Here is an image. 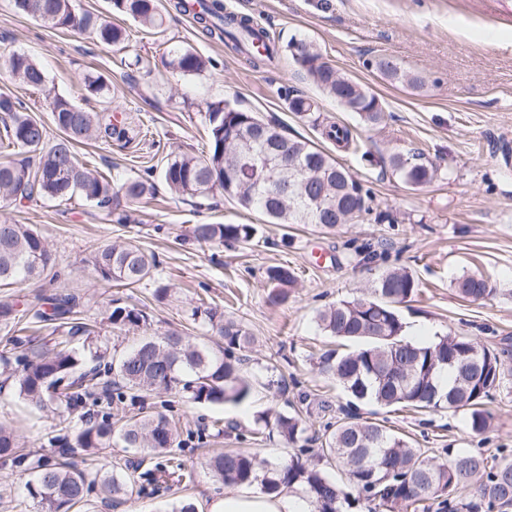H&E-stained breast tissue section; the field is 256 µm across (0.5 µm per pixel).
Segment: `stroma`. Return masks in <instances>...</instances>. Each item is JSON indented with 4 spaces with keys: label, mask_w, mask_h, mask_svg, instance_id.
<instances>
[{
    "label": "stroma",
    "mask_w": 512,
    "mask_h": 512,
    "mask_svg": "<svg viewBox=\"0 0 512 512\" xmlns=\"http://www.w3.org/2000/svg\"><path fill=\"white\" fill-rule=\"evenodd\" d=\"M228 10L253 17L280 45L304 41L339 72L366 83L380 98L384 118L363 124L306 77L291 59L278 68L257 72L223 41L203 35L191 18L178 15L162 29L140 26L113 13L109 0H74L77 10L111 16L126 29L128 48L98 43L92 36L54 30L18 14L11 0H0V56L23 52L38 61L48 78V92L27 90L0 66V94L22 99L33 117L52 122V101L62 96L95 109L110 108L138 130L130 143L105 145L94 140L77 148L80 161L115 175L161 174L172 153H201L207 130L204 101L227 100L284 126L289 135L319 143L370 188L377 210L396 213L397 223L366 220L333 231L312 224L282 227L267 223L258 211H246L217 193L202 201L171 197L160 190L156 203L131 202L122 222L77 198L41 199L18 204L0 200V222L30 224L57 258V278L0 289V303L18 307L44 305L60 292L78 297L72 318L94 325L104 348L127 350L143 338L179 331L212 345L208 326L192 321L193 307L223 310L245 325L257 342L246 372L254 390L234 405H200L175 395L162 408L183 431L173 448L185 466L177 484L134 490L126 503L112 507L92 497L82 512H172L183 502L209 512L224 496L205 465L209 453L238 448L257 460L273 462L289 447L277 433L258 423L269 409L294 411L299 399L344 405L336 383L320 375L310 354L327 349L328 336L317 326L326 305L361 295L382 271L410 270L419 280L418 294L401 313L406 339L426 343L448 332L486 345L512 341V0H224ZM174 48H188L208 60L204 72L182 75L166 60ZM140 57L137 67L120 64L122 53ZM394 57L419 76L422 88L392 85L370 70V60ZM102 79L101 98L87 99V76ZM317 103L328 120L349 126L361 144L353 154L322 140L316 130L288 109L289 91ZM423 151L440 167L426 186L405 187L389 168L396 152ZM253 224L251 245L188 242L194 224ZM121 240L154 252L156 278L169 283L166 299L153 296V285L134 289L110 286L85 262L97 246ZM387 243L385 260L365 269L352 258L366 242ZM271 265L294 269L298 285L287 304L272 303L264 283ZM484 274L498 288L493 299L462 300L455 281ZM134 305L150 318L146 327L117 329L109 321L114 305ZM486 408L491 427L473 434L465 413L390 412L373 404L360 407L363 417L406 435L423 455L438 458L447 446L490 457L512 450V361ZM0 422L13 428L31 453L58 452L67 435L58 418L30 409L14 381L0 383ZM34 473L0 467V512H40L25 484Z\"/></svg>",
    "instance_id": "1"
}]
</instances>
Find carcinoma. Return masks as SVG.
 I'll list each match as a JSON object with an SVG mask.
<instances>
[{
	"instance_id": "1",
	"label": "carcinoma",
	"mask_w": 512,
	"mask_h": 512,
	"mask_svg": "<svg viewBox=\"0 0 512 512\" xmlns=\"http://www.w3.org/2000/svg\"><path fill=\"white\" fill-rule=\"evenodd\" d=\"M19 14L40 20L54 29L89 32L98 42L114 47L128 40L124 28L100 20L89 12H78L73 0H12ZM112 11L138 21L147 29H158L165 16L177 12L192 14L193 20L207 32L226 38L258 70L280 54L275 37L247 15L224 10L222 0H110ZM291 55L314 83L349 112H356L367 125L383 118L379 98L359 80L343 75L318 52L302 42L291 44ZM7 69L26 87L42 90L47 83L44 69L30 56L14 52L6 60ZM170 66L183 75L204 71L206 60L189 49L172 51ZM393 84L415 87L419 79L390 57L380 56L368 63ZM289 109L301 120L321 128L322 136L336 147L358 150L351 130L338 123H323L311 99L295 94L289 97ZM53 123L59 138L47 145V127L35 119L23 102L0 95V198L31 201L50 198L69 201L80 196L112 215L120 199L153 200L155 187L142 176H111L81 163L75 146L94 136L105 142L128 138L121 117L97 112L57 96L53 100ZM264 125L265 135L250 133L254 123ZM204 123L208 129V151L200 156L178 154L171 157L162 177L177 197L205 198L214 192L236 200L245 209H257L271 224H316L334 230L353 224L373 211L370 190L363 195L350 194L355 178L324 149L314 142L286 134L275 123L255 112L231 105L225 100L207 101ZM288 142V165L276 172L253 174L240 162L268 152L270 138ZM24 152L29 157L14 161L9 156ZM392 174L410 187L431 182L437 175L420 155L395 153L390 158ZM288 178V191L275 193L271 178ZM257 232L253 224H195L190 229L198 244H248ZM358 263L372 267L382 254L365 245L355 250ZM86 261L102 280L133 288L154 279L155 257L126 242L100 245ZM56 265V257L44 238L30 224L0 223V288L18 287L41 277ZM271 298L280 304L296 287L295 272L282 265L266 268ZM414 274L404 268L380 274L364 294L340 300L320 310L317 323L322 331L350 342L353 348L322 353L315 367L331 378L350 398L339 408L335 422L324 432L307 435V421L299 413L263 415L260 420L273 423L282 439L294 452L276 462L260 466L256 457L242 451H227L207 461L215 481L226 486L260 483L267 495L282 491H301L312 512H346L349 493L320 466L324 460L340 469L348 485L366 500L378 506H417L430 500L439 502L445 512H512V455H504L494 464L482 453L463 452L448 447L446 458L436 461L423 456L403 435L357 412L367 402L383 408H408L414 411L464 410L472 433L482 434L489 427L485 401L492 399L505 378L504 362L512 351L488 347L468 336L441 335L418 344L406 340L398 306L418 292ZM463 299H484L493 295L495 285L483 276L464 275L456 285ZM75 306V297L59 294L51 298V313L30 309L37 323L65 320ZM109 319L113 326H138L147 321L143 310L135 306L113 308ZM191 319L204 322L222 341L213 350L189 336L176 332L147 339L134 349L112 355L109 367L86 368L90 361L104 357L94 343L86 324L76 322L67 335L54 341L51 348L31 345L18 362L16 374L19 396L37 410H55L69 416L81 408L79 424L72 427L74 442L96 454L112 448L116 440L126 448L163 452L179 443L180 431L165 415L140 411L112 423V404H142L152 395L173 390L194 404H233L246 401L252 385L244 374L246 352L254 338L239 322L224 316L211 306H198ZM320 443L319 451L310 444ZM0 466L34 469L37 480L27 486L28 494L38 500L42 512H68L85 502V490L97 486L104 497L126 499L131 479L97 469L80 470L59 457L29 459L11 428L0 424ZM181 461L170 455L155 469L140 474V479L156 485L165 478L184 477ZM474 487L472 496L462 490Z\"/></svg>"
}]
</instances>
